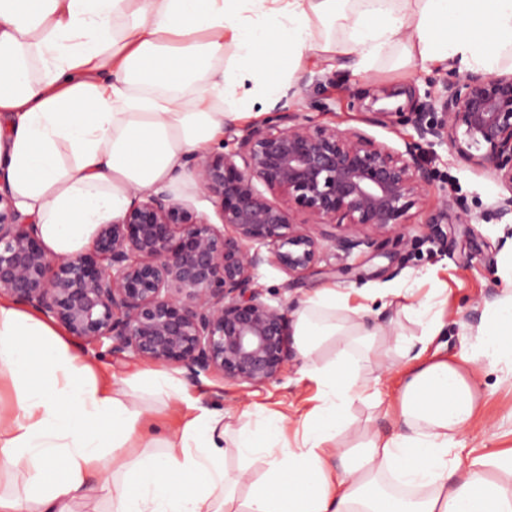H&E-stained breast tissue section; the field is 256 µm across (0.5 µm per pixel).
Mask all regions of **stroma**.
Segmentation results:
<instances>
[{"instance_id": "stroma-1", "label": "stroma", "mask_w": 512, "mask_h": 512, "mask_svg": "<svg viewBox=\"0 0 512 512\" xmlns=\"http://www.w3.org/2000/svg\"><path fill=\"white\" fill-rule=\"evenodd\" d=\"M446 77V72L406 62L396 50L365 75L354 74L346 56L326 69L307 62L293 74V93L281 107L325 125L363 130L401 151L416 132L395 118H376L375 113L381 108L375 100L377 92L405 96L401 111L422 112L441 104ZM420 161L433 168L439 179L424 204L411 209L405 238L384 241L376 254L356 251L346 256L325 247L322 262L295 282L278 267L263 265L258 270L257 283L268 301L284 298L299 304L323 286L343 292L365 288L375 295L369 303L372 318L385 322L397 318L398 312L385 305L380 292L411 288L422 297L435 290L447 298L443 307L445 327L425 351V358L455 360L462 353L472 352L474 339L468 330L478 324L486 304L505 286L503 260L512 254V220L496 219L489 209L508 191L491 172L449 153L447 145L424 144ZM464 214L470 215V223L461 222ZM381 352L382 363L368 368L371 376L380 379V401H357L351 405L349 426L340 438L344 445L357 443L369 424L389 434L399 429L396 419L385 415L383 407L395 402L406 368L393 341H386ZM303 367L304 361L297 355L283 380L277 383L252 388L217 376H204L188 390L203 404L223 409L233 431L249 424V417L242 414L247 405H260L296 419L318 403L317 386L302 376ZM473 374L481 406L458 435L459 447L512 448V379L485 362L474 368Z\"/></svg>"}]
</instances>
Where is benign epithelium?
I'll list each match as a JSON object with an SVG mask.
<instances>
[{
  "label": "benign epithelium",
  "instance_id": "1",
  "mask_svg": "<svg viewBox=\"0 0 512 512\" xmlns=\"http://www.w3.org/2000/svg\"><path fill=\"white\" fill-rule=\"evenodd\" d=\"M416 128L512 193V72L453 76L441 118L419 115ZM418 149L277 112L231 150L187 157L219 223L157 186L100 226L91 251L66 259L49 254L0 189V295L112 357L178 367L190 383L202 374L279 382L292 357V304L264 298L258 269L273 264L296 279L321 261L325 243L349 255L404 237L435 181Z\"/></svg>",
  "mask_w": 512,
  "mask_h": 512
}]
</instances>
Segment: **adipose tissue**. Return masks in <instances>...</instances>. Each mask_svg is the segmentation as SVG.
<instances>
[{"mask_svg":"<svg viewBox=\"0 0 512 512\" xmlns=\"http://www.w3.org/2000/svg\"><path fill=\"white\" fill-rule=\"evenodd\" d=\"M336 28L342 40L325 37ZM397 41L410 62L496 71L512 59V0H0V181L52 256H77L135 194L184 177L225 122L277 103L303 58L348 55L364 74ZM402 311L420 337L368 321L367 305L333 287L303 301L293 334L320 403L292 439L288 417L250 405L254 426L228 433L223 411L163 369L98 378L56 325L0 298L12 398L0 473L22 482L0 491V512H74L97 497L108 512H512V448L451 447L479 404L471 365L512 374V293L456 361L415 352L444 328L431 299ZM390 337L409 367L393 407L404 430L369 427L341 446L346 409L372 398L365 368ZM148 396L193 415L157 433Z\"/></svg>","mask_w":512,"mask_h":512,"instance_id":"adipose-tissue-1","label":"adipose tissue"}]
</instances>
